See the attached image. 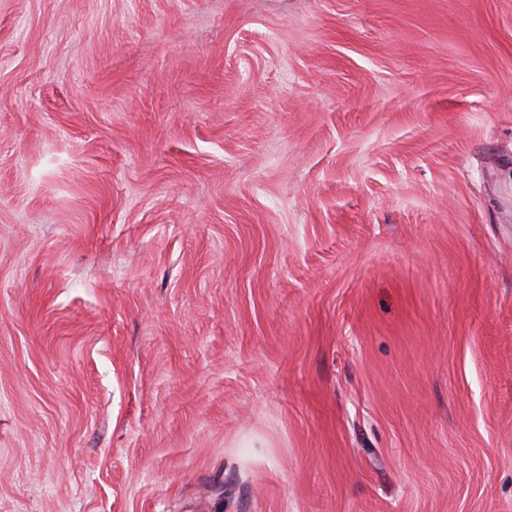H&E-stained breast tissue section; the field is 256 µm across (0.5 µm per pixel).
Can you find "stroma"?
I'll use <instances>...</instances> for the list:
<instances>
[{"mask_svg": "<svg viewBox=\"0 0 512 512\" xmlns=\"http://www.w3.org/2000/svg\"><path fill=\"white\" fill-rule=\"evenodd\" d=\"M0 512H512V0H0Z\"/></svg>", "mask_w": 512, "mask_h": 512, "instance_id": "obj_1", "label": "stroma"}]
</instances>
